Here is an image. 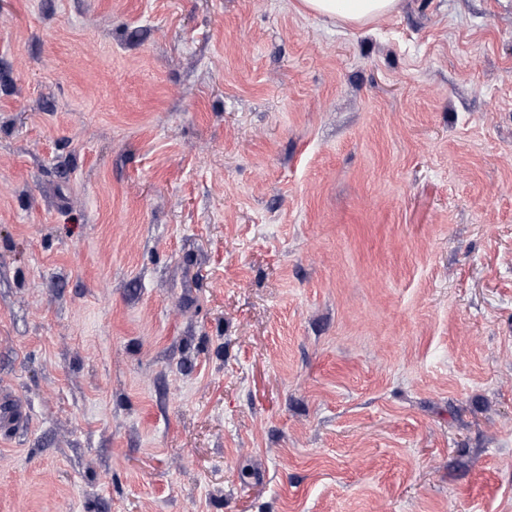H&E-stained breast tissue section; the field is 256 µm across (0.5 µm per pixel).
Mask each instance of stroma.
Wrapping results in <instances>:
<instances>
[{"label":"stroma","instance_id":"1","mask_svg":"<svg viewBox=\"0 0 512 512\" xmlns=\"http://www.w3.org/2000/svg\"><path fill=\"white\" fill-rule=\"evenodd\" d=\"M0 512H512V0H0ZM309 12L356 24L377 23L393 14L399 0H299Z\"/></svg>","mask_w":512,"mask_h":512}]
</instances>
